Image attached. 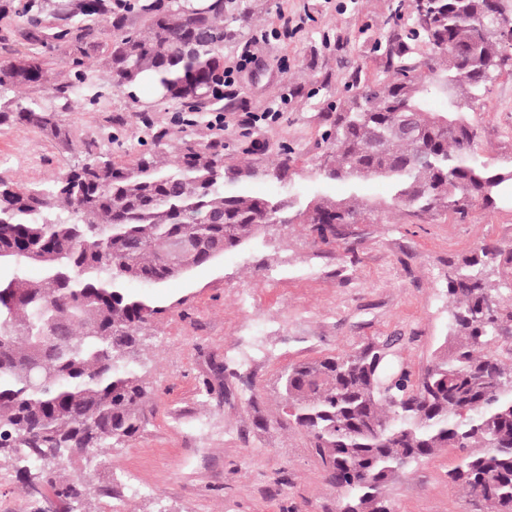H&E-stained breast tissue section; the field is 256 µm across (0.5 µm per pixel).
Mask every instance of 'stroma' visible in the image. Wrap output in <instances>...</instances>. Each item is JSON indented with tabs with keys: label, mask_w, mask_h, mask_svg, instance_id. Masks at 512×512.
I'll return each mask as SVG.
<instances>
[{
	"label": "stroma",
	"mask_w": 512,
	"mask_h": 512,
	"mask_svg": "<svg viewBox=\"0 0 512 512\" xmlns=\"http://www.w3.org/2000/svg\"><path fill=\"white\" fill-rule=\"evenodd\" d=\"M252 20L224 48L232 65L242 50L253 62L238 73L222 104L178 128L181 139H224L225 164L249 159L265 170L289 154L290 178L265 175L249 193L301 201L347 188L323 183L317 164L322 136L347 99L348 84L384 71L386 25L393 0H249ZM276 106L280 116L243 134L241 113ZM177 102L151 88L114 92L63 113L78 148L60 151L37 128L0 124V177L40 185L81 164L87 151L118 163L152 146L153 129L174 126ZM227 125L213 127L216 113ZM467 117L480 152L494 165L512 163V63L488 84ZM371 205L354 225V254L343 241L320 244L306 224H276L220 259L159 288L131 285L163 312L148 327L140 354L148 391L137 435L104 450L77 472L90 476L95 512H338L342 492L329 484L307 436L275 420L280 374L293 363L396 336L397 350L422 373L448 336V261L481 244L512 249V203L474 206L459 219L386 208L388 186L358 190ZM464 453L441 448L389 483L391 512H474L448 478ZM7 462H0V512H45Z\"/></svg>",
	"instance_id": "1"
}]
</instances>
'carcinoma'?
I'll return each instance as SVG.
<instances>
[{
	"label": "carcinoma",
	"mask_w": 512,
	"mask_h": 512,
	"mask_svg": "<svg viewBox=\"0 0 512 512\" xmlns=\"http://www.w3.org/2000/svg\"><path fill=\"white\" fill-rule=\"evenodd\" d=\"M493 0H411L409 36L384 49L386 78L355 92L324 135L333 164L323 181L351 188L387 182L388 206L418 215H467L512 198V166L479 152L466 117L506 65ZM247 0H0V26L22 18L44 48L0 57V123L39 128L74 149L60 119L79 93L132 89L154 72L158 96L199 112L224 99V45L250 19ZM106 39L101 60L90 50ZM434 55L420 60L411 39ZM64 51L72 81L51 82L48 58ZM49 86L54 106L17 95ZM441 98L446 110L433 112ZM414 136L399 133L402 115ZM266 174L224 167V143L183 139L131 164L104 154L49 184L0 178V457L29 489L47 486L64 512H91L83 485L61 464L96 457L140 430L148 393L138 374L143 331L161 313L127 285L157 288L260 235L270 221L310 224L323 243L350 237L368 205L324 193L296 206L245 194ZM36 265L42 278L24 269ZM512 249L483 244L448 261L446 348L421 374L395 365L397 336L292 364L280 376V417L303 430L347 512H391L384 489L439 448L467 450L448 472L479 512H512V362L491 345L512 333ZM494 312H489V306Z\"/></svg>",
	"instance_id": "1"
}]
</instances>
